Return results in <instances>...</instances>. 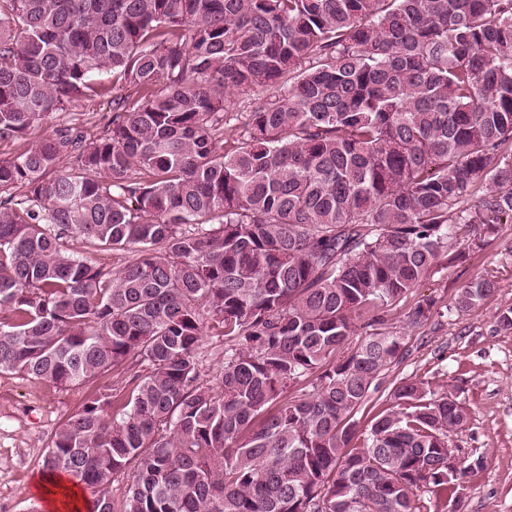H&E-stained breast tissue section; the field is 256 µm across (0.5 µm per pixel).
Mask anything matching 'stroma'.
<instances>
[{
	"label": "stroma",
	"mask_w": 512,
	"mask_h": 512,
	"mask_svg": "<svg viewBox=\"0 0 512 512\" xmlns=\"http://www.w3.org/2000/svg\"><path fill=\"white\" fill-rule=\"evenodd\" d=\"M112 114L105 96L84 102L69 114H56L32 127L20 140L0 144V158L31 147L60 126L79 124L86 137L99 136ZM494 280L497 289L483 306L459 312V289L475 276ZM434 300L427 321L411 327L407 314ZM512 307V224L485 236L481 247L464 249L455 262L439 259L421 285L387 307L384 330L404 335L406 353L380 377L379 389L356 418L369 426L385 409L401 380L420 378L438 391L463 400L467 423L448 435L449 443L470 457H483L467 474L458 499L439 512H512V330L496 316ZM85 396L81 389H57L18 374H0V512H46L32 490L52 431L72 414Z\"/></svg>",
	"instance_id": "stroma-1"
}]
</instances>
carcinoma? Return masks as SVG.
I'll use <instances>...</instances> for the list:
<instances>
[{
    "instance_id": "1",
    "label": "carcinoma",
    "mask_w": 512,
    "mask_h": 512,
    "mask_svg": "<svg viewBox=\"0 0 512 512\" xmlns=\"http://www.w3.org/2000/svg\"><path fill=\"white\" fill-rule=\"evenodd\" d=\"M108 73L100 137L64 126L0 159V373L88 389L42 471L85 512H432L417 491L446 499L482 465H445L467 406L405 379L364 432L405 349L345 345L462 229L512 224V0H0V143ZM259 88L277 94L228 118ZM70 238L135 257L93 266ZM208 322L229 342L217 387ZM114 372L129 390L97 385ZM197 360L201 378L217 387L219 375L224 369V337L205 328L197 350Z\"/></svg>"
}]
</instances>
